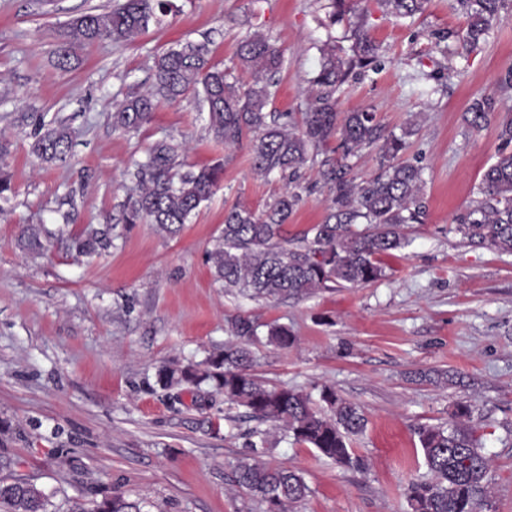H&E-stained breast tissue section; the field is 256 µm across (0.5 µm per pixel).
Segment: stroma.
<instances>
[{
  "instance_id": "35a3bbf8",
  "label": "stroma",
  "mask_w": 512,
  "mask_h": 512,
  "mask_svg": "<svg viewBox=\"0 0 512 512\" xmlns=\"http://www.w3.org/2000/svg\"><path fill=\"white\" fill-rule=\"evenodd\" d=\"M116 2L0 0V138L14 187L0 201V453L67 507L118 491L152 512H264L231 480L255 420L209 387L175 395L156 383L160 366L204 361L230 340V321L248 316L297 338L289 349L254 342L262 380L314 395L333 386L368 418L353 442L361 471L291 441L263 451L310 488L293 512H407L404 488L422 459L414 430L448 424L462 400L490 459L491 512H512V254L454 230L500 145L495 124L468 128V105L490 95L497 120L512 118V8L468 53L454 0H428L400 21L363 0L379 69L355 71L337 108L375 112L388 132L416 123L406 157L424 169V221L405 225L409 246L382 256L381 280L275 301L225 295L207 262L225 208L241 199L260 210L283 189L277 176L255 174L249 143L216 142L192 95L161 102L136 131L113 127L112 114L153 85L156 59L178 42L208 43L224 68L238 41L259 32L284 55L267 109L302 119L319 45L350 27L330 24L331 0H171L133 41L74 46L72 68L58 69L60 31ZM54 121L73 146L66 161L46 163L32 144ZM162 138L185 142V163L224 164L220 189L174 238L122 221L135 166ZM299 192L292 235L321 223L328 205L314 169H304ZM24 224L54 236L47 254L15 248ZM106 224L112 245L93 258L56 238L64 226ZM421 370L455 379L414 381Z\"/></svg>"
}]
</instances>
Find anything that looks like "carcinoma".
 Instances as JSON below:
<instances>
[{
	"label": "carcinoma",
	"mask_w": 512,
	"mask_h": 512,
	"mask_svg": "<svg viewBox=\"0 0 512 512\" xmlns=\"http://www.w3.org/2000/svg\"><path fill=\"white\" fill-rule=\"evenodd\" d=\"M427 0H380L397 19H414ZM467 21L462 35L464 50L486 41L507 0H454ZM169 0H121L110 11L86 13L68 23V36L92 44L103 38L127 42L144 32L159 16L168 13ZM329 16L334 25L348 20L354 42L351 55L339 54L336 44L321 47V64L311 78L315 87L310 111L302 123L286 112H266L283 54L258 34L238 43L234 66L221 69L211 63L210 49L186 42L162 54L155 62V83L142 94L126 99L112 114L113 124L127 131L147 124L161 101H175L188 94L202 97L208 107V127L215 140L236 146L250 138L252 166L256 173L274 174L285 182L283 193L262 210L236 202L224 210V228L208 252L214 280L229 295L271 300L300 299L336 287L374 283L385 275L381 256L409 244L402 231L406 224H420L423 205V167L402 155L415 134L409 124L396 134H384L376 113L367 110L337 111L336 93L355 69H377L379 45L363 26L364 9L355 0H332ZM247 73L243 83L235 72ZM496 101L489 95L475 98L464 120L474 131L489 124ZM503 148L484 171L476 197L455 219V231L476 245L512 253V119L499 124ZM365 147L378 149L380 172L360 180L352 158ZM72 148L67 126L60 123L36 133L33 153L44 161L62 160ZM184 143L161 139L152 143L146 159L134 173L135 194L125 204L124 222L152 224L168 237L178 236L184 225L219 189L224 166L200 168L180 161ZM316 170L318 183L330 196L327 214L293 238L285 226L301 201L296 191L301 170ZM19 249L42 254L49 240L42 230L28 224L16 239ZM112 246V227L89 234L72 233L67 247L78 256L98 255ZM259 325L239 316L231 321L235 340L211 353L200 364L163 366L157 381L164 390L210 385L224 402L246 408L250 417L270 425L249 433L250 448H264L270 429L296 443L316 449L336 464L361 471L365 463L352 442L367 427V418L356 404L340 397L334 388L319 392L322 409L311 394L296 388L270 387L252 371L250 345ZM267 341L287 349L295 337L288 326L269 324ZM427 474L412 479L406 488L410 512H475L478 505L491 509L488 481L490 460L475 434L473 411L466 401L456 404L452 424L420 425L415 429ZM235 484L247 490L266 512H290L303 501L309 487L296 470L273 467L245 456L234 469ZM0 512H60L52 496L20 475L0 478ZM71 512H143L140 503L114 493L94 502L93 508Z\"/></svg>",
	"instance_id": "obj_1"
}]
</instances>
